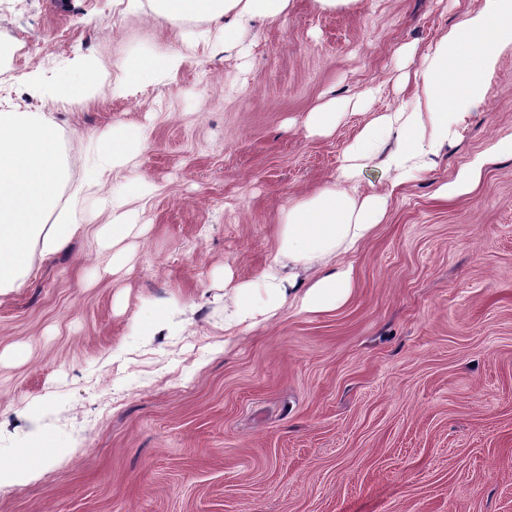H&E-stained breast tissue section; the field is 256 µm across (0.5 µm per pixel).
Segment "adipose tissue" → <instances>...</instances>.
I'll return each mask as SVG.
<instances>
[{
    "mask_svg": "<svg viewBox=\"0 0 512 512\" xmlns=\"http://www.w3.org/2000/svg\"><path fill=\"white\" fill-rule=\"evenodd\" d=\"M147 2L157 24L177 30L185 20L196 19L217 26L230 50L240 45L253 22L285 17L290 0ZM509 43L512 0H483L478 11L465 14L427 47L414 70L411 109L385 112L366 122L345 147L335 180L284 209L274 257L256 280L234 286L236 300L224 309L225 333H234L256 316H275L290 300L306 312L333 310L348 300L354 270L346 257L381 224L391 199L387 192H359L367 162L377 159L391 170L395 188L414 171L429 167L448 143L449 113L465 114L482 103L485 77L500 48ZM181 62L175 48L140 49L127 54L113 75L103 61L81 59L59 82L38 86L47 110L0 105V294L28 279L32 247L45 255L57 253L81 227L77 210L61 194L66 152L55 112L78 98L92 100L104 82L116 97L162 83ZM146 140L145 129L123 123L91 139L92 163L79 194L85 201H106L111 210V221L96 231L103 244L142 230L124 210L122 199L102 197L101 189L111 174L135 165ZM495 157L512 158V135L497 139L489 150L464 163L454 179L439 187V197L470 192Z\"/></svg>",
    "mask_w": 512,
    "mask_h": 512,
    "instance_id": "obj_1",
    "label": "adipose tissue"
}]
</instances>
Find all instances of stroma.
Instances as JSON below:
<instances>
[{"mask_svg": "<svg viewBox=\"0 0 512 512\" xmlns=\"http://www.w3.org/2000/svg\"><path fill=\"white\" fill-rule=\"evenodd\" d=\"M127 3L0 0V98L33 111L31 74L53 83L86 56L110 65L174 44ZM481 4L291 0L285 19L254 24L243 58L185 44L167 83L123 98L102 85L57 112L64 195L83 181L89 136L116 123L146 127L137 172L159 190L131 204L147 231L125 240L120 273L94 232L103 213L57 255L33 252L29 278L0 296V446L40 470L0 486V512H512V159L469 195H434L512 134V45L479 108L449 114L436 167L352 255L346 303L223 330L225 278L261 273L283 208L335 179L364 121L311 136L306 113L363 93L372 114L407 103L402 46L425 51ZM155 305L169 330L139 336Z\"/></svg>", "mask_w": 512, "mask_h": 512, "instance_id": "1", "label": "stroma"}]
</instances>
